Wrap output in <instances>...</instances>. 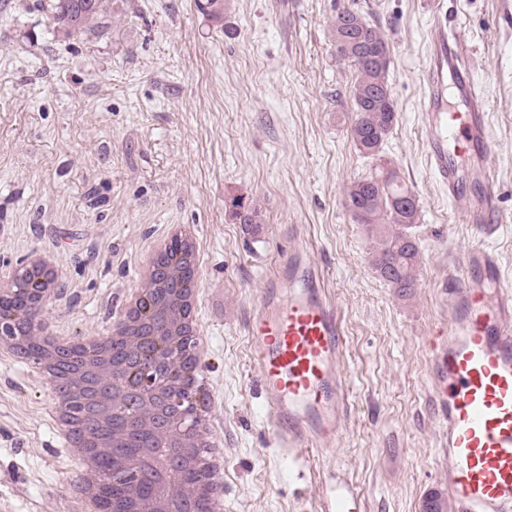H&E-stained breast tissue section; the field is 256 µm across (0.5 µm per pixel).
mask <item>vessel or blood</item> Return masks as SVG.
I'll list each match as a JSON object with an SVG mask.
<instances>
[{
    "label": "vessel or blood",
    "instance_id": "1",
    "mask_svg": "<svg viewBox=\"0 0 512 512\" xmlns=\"http://www.w3.org/2000/svg\"><path fill=\"white\" fill-rule=\"evenodd\" d=\"M422 121L426 159L438 184L480 232L501 220L499 185L482 170L465 186V162L481 163L491 143L485 97L470 51L441 16L429 28ZM498 254L476 247L453 262L440 284V319L427 341L432 401L443 427L451 512H512V290ZM252 362L265 418L280 458L301 449L330 455L347 415L339 371V315L322 275L298 246L264 288L248 320ZM322 512H358L345 492Z\"/></svg>",
    "mask_w": 512,
    "mask_h": 512
}]
</instances>
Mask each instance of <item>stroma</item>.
I'll return each mask as SVG.
<instances>
[{"label":"stroma","mask_w":512,"mask_h":512,"mask_svg":"<svg viewBox=\"0 0 512 512\" xmlns=\"http://www.w3.org/2000/svg\"><path fill=\"white\" fill-rule=\"evenodd\" d=\"M343 8L390 46L398 121L381 153L419 201L421 262L407 297L377 276L366 229L343 205L345 188L373 166L348 136L353 72L329 27ZM443 9L488 103L502 214L490 237L427 165L419 112L430 0H224L220 22L196 0H115L108 27L80 37L55 32L40 0H0V269L52 253L63 285L47 317L63 334L93 333L169 226H195L224 512H296V485L261 422L247 323L297 244L339 314L348 403L333 455L307 460V495L320 499L333 472L361 512H421L440 488L444 439L426 351L437 290L474 246L501 256L512 287V0H444ZM237 195L259 211V238L231 217ZM49 410L32 370L0 355V512H72L70 461Z\"/></svg>","instance_id":"1"}]
</instances>
